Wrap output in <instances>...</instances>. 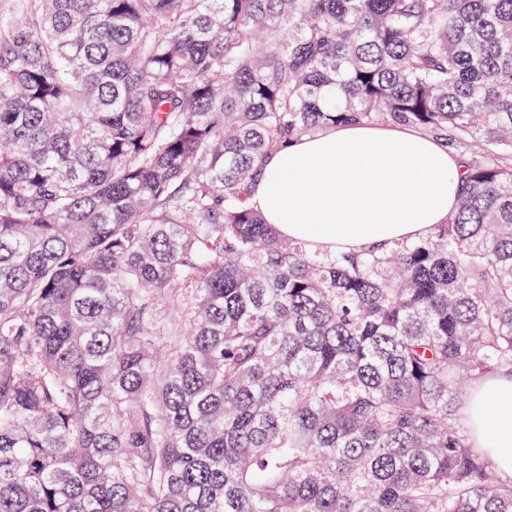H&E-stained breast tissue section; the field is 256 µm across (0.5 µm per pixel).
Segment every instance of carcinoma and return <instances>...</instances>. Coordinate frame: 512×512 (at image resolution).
<instances>
[{
    "mask_svg": "<svg viewBox=\"0 0 512 512\" xmlns=\"http://www.w3.org/2000/svg\"><path fill=\"white\" fill-rule=\"evenodd\" d=\"M353 123L464 158L448 223L282 237L265 159ZM512 0L0 13V512H512ZM463 413L475 444L486 448L498 468L512 474V375L503 373L478 382Z\"/></svg>",
    "mask_w": 512,
    "mask_h": 512,
    "instance_id": "obj_1",
    "label": "carcinoma"
}]
</instances>
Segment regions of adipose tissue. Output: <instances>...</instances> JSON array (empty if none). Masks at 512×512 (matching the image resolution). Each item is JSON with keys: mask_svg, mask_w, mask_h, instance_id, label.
Returning <instances> with one entry per match:
<instances>
[{"mask_svg": "<svg viewBox=\"0 0 512 512\" xmlns=\"http://www.w3.org/2000/svg\"><path fill=\"white\" fill-rule=\"evenodd\" d=\"M462 158L419 130L358 125L302 139L269 156L251 202L281 234L357 252L426 236L461 191ZM463 413L477 447L512 474V375L478 382Z\"/></svg>", "mask_w": 512, "mask_h": 512, "instance_id": "ef3b65f1", "label": "adipose tissue"}]
</instances>
